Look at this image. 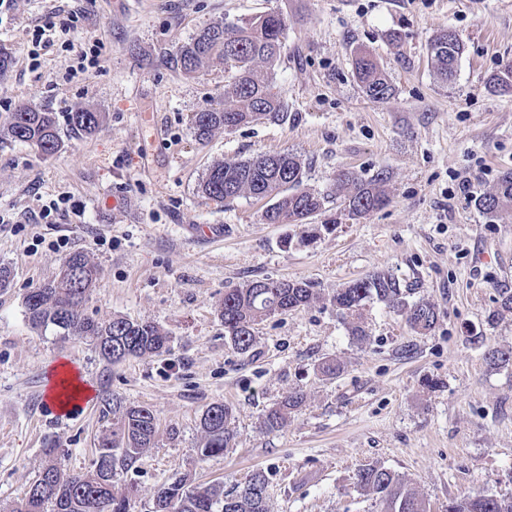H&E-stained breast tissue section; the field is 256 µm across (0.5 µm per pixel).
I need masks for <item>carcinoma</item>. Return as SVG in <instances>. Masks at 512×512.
<instances>
[{
	"instance_id": "obj_1",
	"label": "carcinoma",
	"mask_w": 512,
	"mask_h": 512,
	"mask_svg": "<svg viewBox=\"0 0 512 512\" xmlns=\"http://www.w3.org/2000/svg\"><path fill=\"white\" fill-rule=\"evenodd\" d=\"M287 24L278 13L270 12L237 22L212 24L197 33L178 52L181 69L194 73L213 59L232 58V81L224 86V104L193 114L195 137L207 140L218 129L234 128L261 121H282L287 117L281 97L273 92L267 68L281 54ZM428 50L437 74L443 80L455 75L463 51L457 36L437 32ZM355 76L366 95L383 100L391 86L375 60L366 53L355 59ZM73 130L90 134L99 128L102 113L78 110L69 114ZM0 138L26 143L44 158L54 156L62 146L56 114L35 107H20L0 121ZM303 170L299 158L290 153L260 155L240 161H222L212 165L200 183L208 199L222 203L239 196L274 200L264 212L268 224H300L301 240L314 239L321 232L335 230L340 216L355 219L381 209L390 202L386 191L387 174L383 171L368 179L347 172L339 175L338 187L343 200L338 215L325 216L329 196L302 187ZM479 206L488 214L512 209V172L504 174L496 186L482 195ZM321 223H315L318 217ZM67 273L31 290L25 297L26 317L35 327L53 328L60 336L91 342L109 363L129 357L159 354L167 350L169 336L152 323L114 318L95 322L82 316L78 306L95 287L97 267L82 252H74L63 262ZM316 299L310 285L290 281L256 280L242 288L224 293L220 317L224 332L235 348L246 353L254 341L255 325L264 318L295 311ZM379 300L392 307L406 306L399 281L387 273H375L336 290L330 303L336 309L356 316L367 300ZM438 319L435 306L420 301L407 306V322L419 334L430 332ZM303 401L299 393L289 395L266 416V425L280 427L288 413ZM105 411L113 415L112 435L102 440L90 470L74 474L47 450L48 461L27 494L16 501L10 512H127L136 487L112 486V471L128 468L152 447L156 418L147 407H127L117 399H104ZM231 411L222 403L208 408L203 418L206 441L200 453L211 457L224 453L232 440L229 430ZM357 485L375 495L384 512H427L423 498L392 470L380 465H365L357 471ZM267 487L263 472H254L239 489L226 493L216 484L193 485L184 477L161 488L154 502V512H267ZM448 512H512V500L478 494L448 502Z\"/></svg>"
}]
</instances>
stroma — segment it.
Returning a JSON list of instances; mask_svg holds the SVG:
<instances>
[{
    "label": "stroma",
    "mask_w": 512,
    "mask_h": 512,
    "mask_svg": "<svg viewBox=\"0 0 512 512\" xmlns=\"http://www.w3.org/2000/svg\"><path fill=\"white\" fill-rule=\"evenodd\" d=\"M82 11L75 45L103 41L98 70L69 78L72 52L58 48L28 67L31 33L56 7ZM276 12L288 29L269 70L286 104L282 122L216 131L197 141L194 112L216 105L231 74L214 60L193 74L178 49L204 27ZM453 30L464 50L453 80H441L430 38ZM0 115L32 105L56 113L61 150L44 159L29 145L0 142V512L24 497L55 449L74 473L89 470L112 431L104 398L150 408L155 445L116 486L135 484L128 512H153L175 478L232 490L254 471L267 477L268 512H382L358 491L360 466L403 476L429 512L488 494L512 499V213L477 205L512 171V94L491 79L512 65V0H18L0 14ZM387 74L393 94L370 100L353 72L358 51ZM106 118L93 134L70 129V112ZM291 153L305 188L335 194L339 174L383 171L388 206L303 243L296 224H268L270 199L223 204L199 184L215 163ZM80 205L62 224H41L38 201ZM217 224L219 241L193 238ZM66 238L57 247L58 238ZM80 251L98 279L82 313L155 323L169 352L112 364L87 341L28 322L25 296ZM378 271L399 280L408 302L435 305L438 320L414 332L405 313L371 300L360 311L365 339L329 303L337 289ZM262 279L310 283L307 307L264 318L239 353L224 332V293ZM340 362L323 376L325 359ZM72 362L92 391L88 406L59 417L43 401L52 366ZM303 402L275 430L267 412L289 393ZM215 403L231 410L233 440L202 457L201 419Z\"/></svg>",
    "instance_id": "1"
}]
</instances>
